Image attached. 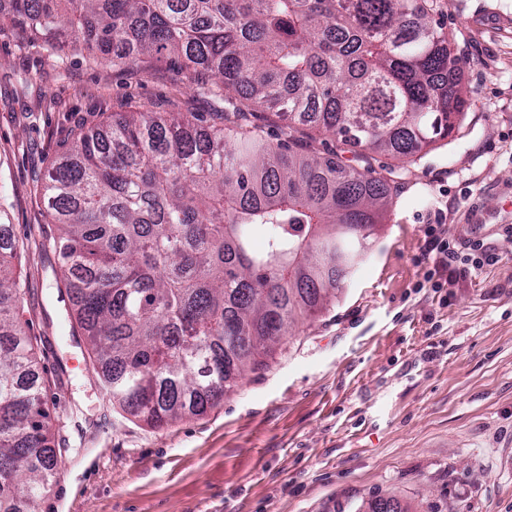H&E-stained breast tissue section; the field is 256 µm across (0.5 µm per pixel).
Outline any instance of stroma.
Wrapping results in <instances>:
<instances>
[{
    "instance_id": "1",
    "label": "stroma",
    "mask_w": 512,
    "mask_h": 512,
    "mask_svg": "<svg viewBox=\"0 0 512 512\" xmlns=\"http://www.w3.org/2000/svg\"><path fill=\"white\" fill-rule=\"evenodd\" d=\"M0 10V224L47 380L58 467L39 512H512V0H438L468 92L457 136L394 178L341 293L207 413L154 429L113 406L60 286L35 186L81 125L115 112H220L169 61L129 67L29 42ZM483 238L495 264L422 287L424 229Z\"/></svg>"
}]
</instances>
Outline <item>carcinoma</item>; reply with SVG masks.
Wrapping results in <instances>:
<instances>
[{
	"label": "carcinoma",
	"instance_id": "carcinoma-1",
	"mask_svg": "<svg viewBox=\"0 0 512 512\" xmlns=\"http://www.w3.org/2000/svg\"><path fill=\"white\" fill-rule=\"evenodd\" d=\"M9 21L48 46L76 28L114 66L167 55L196 91L221 83L219 121L124 112L73 141L39 189L103 388L152 428L205 414L266 367L364 259L392 179L302 147L311 132L410 163L467 105L424 0H14ZM256 109L286 122L288 143ZM15 256L0 246V512H38L56 459ZM359 512L407 509L371 498Z\"/></svg>",
	"mask_w": 512,
	"mask_h": 512
}]
</instances>
